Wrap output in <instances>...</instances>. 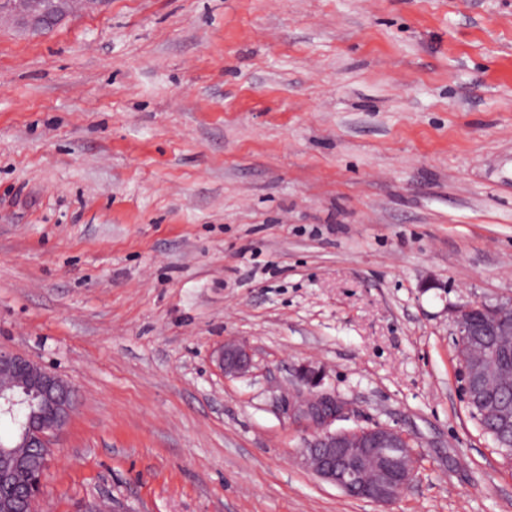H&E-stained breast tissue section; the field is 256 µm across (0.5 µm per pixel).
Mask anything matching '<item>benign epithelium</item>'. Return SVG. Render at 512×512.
<instances>
[{"label":"benign epithelium","mask_w":512,"mask_h":512,"mask_svg":"<svg viewBox=\"0 0 512 512\" xmlns=\"http://www.w3.org/2000/svg\"><path fill=\"white\" fill-rule=\"evenodd\" d=\"M69 0H9L0 5V17L8 14L33 35H43L59 24L67 13ZM455 336L469 339L498 351L500 338L512 336V303L488 306L467 303L458 307L454 320ZM470 383L475 398L486 400L484 384L498 377V370L474 349ZM216 362L226 377L250 372L251 351L242 343H226L216 351ZM300 382L308 391L298 389L288 402V413L297 420L310 418L309 436L303 455L313 463V472L323 481L348 492L360 485L367 500L387 504L409 486L416 474L418 456L409 447L410 438L388 425L337 428L343 412L336 410V395L320 390L323 377L310 366L302 368ZM37 399L40 413L48 421L40 426L26 424L16 444L18 448H36L48 464L52 438L65 428L75 411V389L61 375L34 359L0 348V414L13 412L17 399Z\"/></svg>","instance_id":"1"}]
</instances>
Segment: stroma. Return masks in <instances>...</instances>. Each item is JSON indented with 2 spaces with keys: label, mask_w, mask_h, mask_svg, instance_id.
Listing matches in <instances>:
<instances>
[{
  "label": "stroma",
  "mask_w": 512,
  "mask_h": 512,
  "mask_svg": "<svg viewBox=\"0 0 512 512\" xmlns=\"http://www.w3.org/2000/svg\"><path fill=\"white\" fill-rule=\"evenodd\" d=\"M512 301V0H109L0 26V348L77 390L39 512H512L457 307ZM245 342L254 366L212 359ZM409 434L303 462L298 370ZM216 362L227 377H239L250 372L251 351L243 343H225L216 351ZM301 388L288 402V413L295 419H311L303 455L313 472L323 481L349 492L357 482L367 500L388 504L409 486L416 474L418 456L409 448L410 438L388 425L336 428L345 413L336 411V395L315 390L323 383L319 370L304 366L299 374Z\"/></svg>",
  "instance_id": "1"
}]
</instances>
